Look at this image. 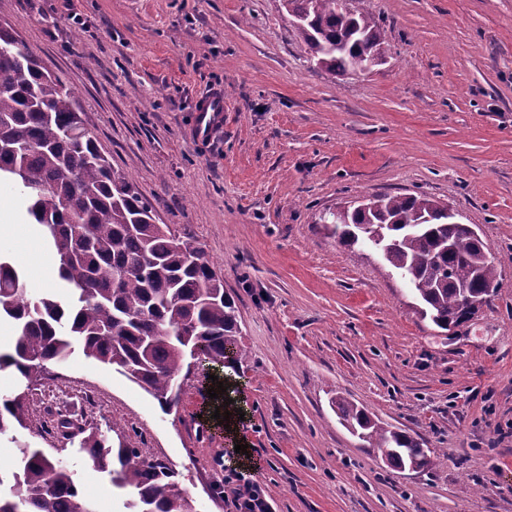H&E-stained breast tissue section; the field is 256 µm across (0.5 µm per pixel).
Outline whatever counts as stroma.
Listing matches in <instances>:
<instances>
[{
	"label": "stroma",
	"instance_id": "stroma-1",
	"mask_svg": "<svg viewBox=\"0 0 512 512\" xmlns=\"http://www.w3.org/2000/svg\"><path fill=\"white\" fill-rule=\"evenodd\" d=\"M390 45L365 73L316 67L279 0H0L7 23L76 96L84 126L129 173L157 223L193 238L238 308L242 433L273 512H512V0H349ZM77 21H70L68 13ZM224 124L198 142V101ZM389 193L426 195L475 225L504 265L488 305L441 332L368 250L340 245L326 212ZM158 402L74 349L26 392L0 434V468L23 445L74 472L96 512L125 496L60 435L115 422L165 461L195 512H232L234 469L200 412L209 381L179 378ZM344 395L441 457L391 468L331 407Z\"/></svg>",
	"mask_w": 512,
	"mask_h": 512
}]
</instances>
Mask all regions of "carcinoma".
Returning <instances> with one entry per match:
<instances>
[{
  "label": "carcinoma",
  "mask_w": 512,
  "mask_h": 512,
  "mask_svg": "<svg viewBox=\"0 0 512 512\" xmlns=\"http://www.w3.org/2000/svg\"><path fill=\"white\" fill-rule=\"evenodd\" d=\"M316 65L345 74L360 58L385 60L389 45L371 15L339 0H281ZM27 202L59 257L58 287L35 292L0 256V321L13 337L0 348V371L27 382L63 364L73 344L86 358L138 384L162 409L180 399L178 377L192 349L203 344L221 371L247 357L235 301L202 249L156 222L131 177L84 127L74 93L49 73L26 44L0 24V182ZM374 207L330 212L324 221L347 247L375 252L412 293L416 313L441 329L467 319L469 296H494L498 265L483 239L452 224L448 206L425 195H381ZM343 424L392 467L431 469L438 455L402 430L373 419L338 395ZM27 395L0 400V433L24 425ZM80 448L96 470L125 491L128 512H195L178 474L96 429ZM13 485L0 512H95L69 468L38 449H20Z\"/></svg>",
  "instance_id": "carcinoma-1"
}]
</instances>
